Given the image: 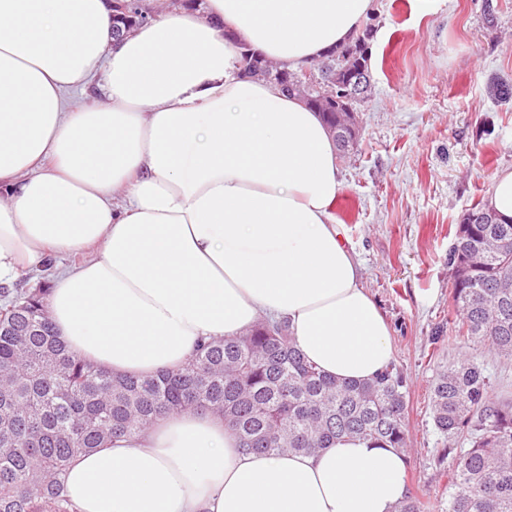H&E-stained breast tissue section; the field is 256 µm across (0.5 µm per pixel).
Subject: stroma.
Masks as SVG:
<instances>
[{
	"instance_id": "35a3bbf8",
	"label": "stroma",
	"mask_w": 512,
	"mask_h": 512,
	"mask_svg": "<svg viewBox=\"0 0 512 512\" xmlns=\"http://www.w3.org/2000/svg\"><path fill=\"white\" fill-rule=\"evenodd\" d=\"M366 24L372 95L357 148L339 156L333 214L407 378L409 491L447 512L452 456L429 408L438 363L475 357L512 398V365L450 336L448 273L462 214L512 167V0H373Z\"/></svg>"
}]
</instances>
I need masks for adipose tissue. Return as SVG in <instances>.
I'll use <instances>...</instances> for the list:
<instances>
[{"label":"adipose tissue","instance_id":"obj_1","mask_svg":"<svg viewBox=\"0 0 512 512\" xmlns=\"http://www.w3.org/2000/svg\"><path fill=\"white\" fill-rule=\"evenodd\" d=\"M144 2L152 18L118 35L108 0H0V281L78 256L47 313L115 374L182 369L269 319L328 377L373 380L391 331L333 218L336 145L239 49L312 64L372 0ZM61 483L71 512H392L408 493L398 449L249 453L196 410L74 456Z\"/></svg>","mask_w":512,"mask_h":512}]
</instances>
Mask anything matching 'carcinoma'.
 I'll return each instance as SVG.
<instances>
[{
  "label": "carcinoma",
  "mask_w": 512,
  "mask_h": 512,
  "mask_svg": "<svg viewBox=\"0 0 512 512\" xmlns=\"http://www.w3.org/2000/svg\"><path fill=\"white\" fill-rule=\"evenodd\" d=\"M367 28L313 66L316 80L286 92L357 143L341 100L362 91ZM245 69L277 85L282 68L242 46ZM482 224L460 223L448 252L455 333L512 363V223L476 204ZM49 289L28 288L0 307V512H68L60 473L77 453L131 435L162 415L204 409L224 417L243 450L315 453L359 437L407 450V381L394 363L368 382L339 383L307 363L286 323L261 321L234 339L201 344L177 372L114 375L69 352L45 309ZM479 363L439 366L430 408L437 430L468 443L448 466V512H512V399H492ZM393 512H427L406 495Z\"/></svg>",
  "instance_id": "1"
}]
</instances>
